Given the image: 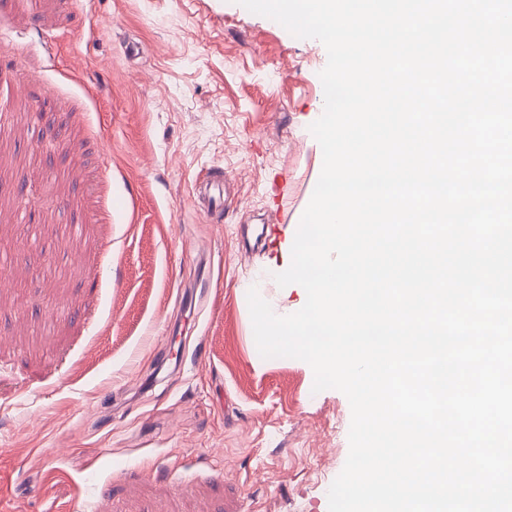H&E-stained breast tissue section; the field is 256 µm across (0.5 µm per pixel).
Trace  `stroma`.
<instances>
[{
	"label": "stroma",
	"mask_w": 512,
	"mask_h": 512,
	"mask_svg": "<svg viewBox=\"0 0 512 512\" xmlns=\"http://www.w3.org/2000/svg\"><path fill=\"white\" fill-rule=\"evenodd\" d=\"M326 64L235 0H0V512H328L349 401L247 301H306Z\"/></svg>",
	"instance_id": "1"
}]
</instances>
